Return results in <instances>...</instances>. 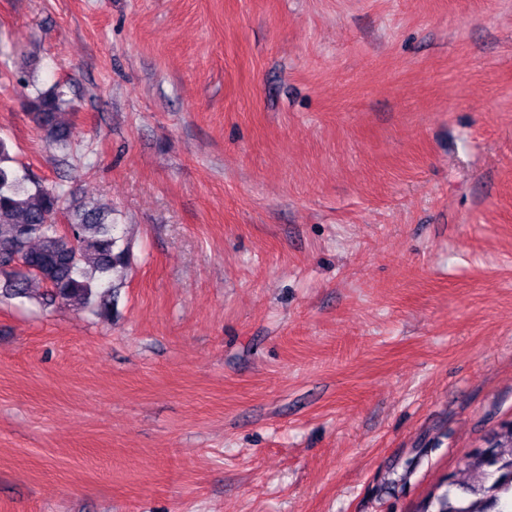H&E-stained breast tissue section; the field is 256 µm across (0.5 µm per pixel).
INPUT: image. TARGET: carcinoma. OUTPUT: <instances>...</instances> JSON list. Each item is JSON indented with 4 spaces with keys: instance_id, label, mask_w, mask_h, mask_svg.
<instances>
[{
    "instance_id": "cac0c4a2",
    "label": "carcinoma",
    "mask_w": 512,
    "mask_h": 512,
    "mask_svg": "<svg viewBox=\"0 0 512 512\" xmlns=\"http://www.w3.org/2000/svg\"><path fill=\"white\" fill-rule=\"evenodd\" d=\"M66 104L56 87L27 105L45 138L63 149L68 134L57 113ZM8 161V145L0 140V273L6 276V293L25 297L37 282L45 286L48 302L93 313L107 309L127 259V249L118 246V225L60 186L29 187ZM59 214L68 216L67 234L56 224ZM15 253L18 264L3 261ZM444 483L445 490L430 494L417 512H512V421L501 425L489 458L463 455Z\"/></svg>"
}]
</instances>
